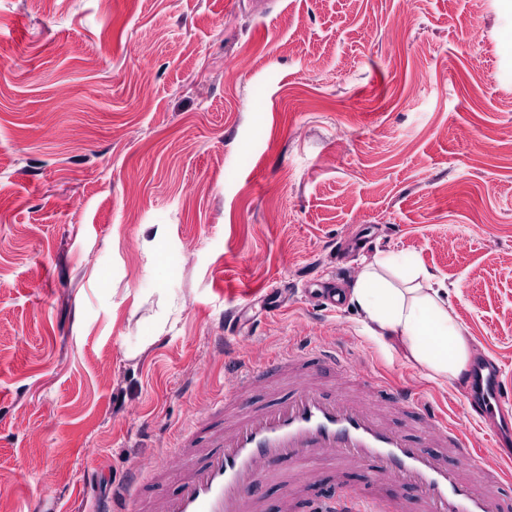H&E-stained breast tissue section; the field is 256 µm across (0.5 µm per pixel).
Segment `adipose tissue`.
Wrapping results in <instances>:
<instances>
[{"label":"adipose tissue","mask_w":512,"mask_h":512,"mask_svg":"<svg viewBox=\"0 0 512 512\" xmlns=\"http://www.w3.org/2000/svg\"><path fill=\"white\" fill-rule=\"evenodd\" d=\"M394 275L389 257L374 258L346 294L364 314L373 337H397L433 380L462 379L472 348L448 306L446 286L422 267L399 283Z\"/></svg>","instance_id":"1"}]
</instances>
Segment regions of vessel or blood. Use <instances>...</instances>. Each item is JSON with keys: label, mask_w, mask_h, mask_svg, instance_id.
I'll return each instance as SVG.
<instances>
[{"label": "vessel or blood", "mask_w": 512, "mask_h": 512, "mask_svg": "<svg viewBox=\"0 0 512 512\" xmlns=\"http://www.w3.org/2000/svg\"><path fill=\"white\" fill-rule=\"evenodd\" d=\"M224 370L223 395L152 468L134 467L103 512H267L271 484L283 488L279 512H512V472L470 444L472 428L494 435L498 417L512 413L501 378L470 400L469 426L415 388L358 367L332 340L262 362L229 358ZM258 389L268 398L249 402ZM353 471L365 472L364 488L348 484ZM323 476L335 480V496L305 497Z\"/></svg>", "instance_id": "obj_1"}]
</instances>
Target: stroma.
I'll return each mask as SVG.
<instances>
[{"label": "stroma", "instance_id": "stroma-1", "mask_svg": "<svg viewBox=\"0 0 512 512\" xmlns=\"http://www.w3.org/2000/svg\"><path fill=\"white\" fill-rule=\"evenodd\" d=\"M378 254L512 381V0H0V512H96L224 389L228 315L455 412L304 295Z\"/></svg>", "mask_w": 512, "mask_h": 512}]
</instances>
